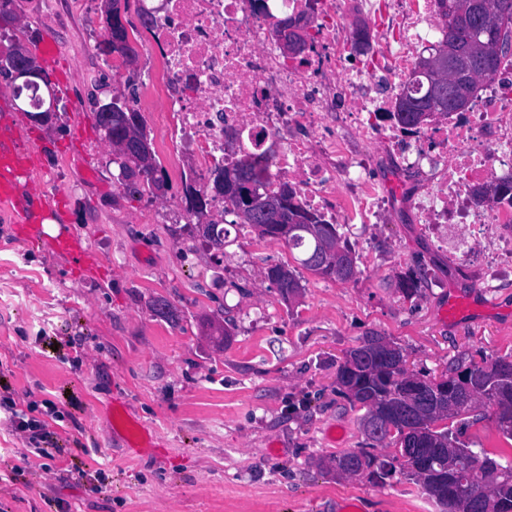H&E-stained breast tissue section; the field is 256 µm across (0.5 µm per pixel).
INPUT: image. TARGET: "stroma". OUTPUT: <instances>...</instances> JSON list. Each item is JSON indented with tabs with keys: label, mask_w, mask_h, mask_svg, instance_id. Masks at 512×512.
<instances>
[{
	"label": "stroma",
	"mask_w": 512,
	"mask_h": 512,
	"mask_svg": "<svg viewBox=\"0 0 512 512\" xmlns=\"http://www.w3.org/2000/svg\"><path fill=\"white\" fill-rule=\"evenodd\" d=\"M19 24L0 40L37 46L52 37L59 55L48 74L58 110L46 123L20 119L42 150L26 181L54 195L60 212L14 223L0 207V370L12 384L0 397V512H439L399 479H345L328 457L368 447L362 412L336 385L345 353L377 334L407 367L430 378L470 362L512 354V269L489 280L494 229L447 224L433 233L410 201L422 182L377 143H355L389 202L374 224H345L359 273L348 281L299 276L304 292L285 302L266 278L290 261L284 242L231 228L223 250L206 247L183 221V182L192 154L165 159L154 113L142 118L171 188L162 198L126 197L112 150L95 127L98 104L143 85L154 62L114 70L96 46L105 37L101 0H22ZM70 225L89 246L93 273L45 247L44 221ZM421 269V296L398 282ZM473 299L448 319L449 294ZM168 299L173 318L155 312ZM226 324L229 344L209 323ZM73 343L64 355L44 337ZM157 434L150 454L131 455L113 428V407ZM34 406L60 448L38 457L12 428L13 408ZM462 441L512 462V440L493 408L470 414Z\"/></svg>",
	"instance_id": "stroma-1"
}]
</instances>
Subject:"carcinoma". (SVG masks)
Returning <instances> with one entry per match:
<instances>
[{"instance_id": "cac0c4a2", "label": "carcinoma", "mask_w": 512, "mask_h": 512, "mask_svg": "<svg viewBox=\"0 0 512 512\" xmlns=\"http://www.w3.org/2000/svg\"><path fill=\"white\" fill-rule=\"evenodd\" d=\"M467 0H436L438 14L444 22L445 34L438 45L460 44L469 66H460L455 73V93L470 103L476 97L483 81L495 79L502 64L512 58V52H501L495 63L494 72L480 73L477 59L486 51V39L470 34L461 27L460 12ZM129 38L122 36L118 42L102 40L97 50L102 55L114 54L120 58L130 49ZM425 57H420L409 80L403 85L395 101L394 111L388 113L389 120L404 129L417 130L434 116L432 112H405L403 108L416 106L422 101L428 88L423 73ZM127 107L123 112L112 113V123L102 129L104 138L113 148L112 163L117 166L116 183L122 192L131 199H142L144 195L157 196V192L169 187L166 172L158 166L155 155H147L144 167L145 176L138 178L124 173L122 151L137 149L141 140L150 139V134L134 103L137 100V86L130 82L124 94ZM211 174L224 179V185L200 186L191 179L184 182L183 195L187 212L195 215L200 210H208L215 196L220 195L236 207L238 199L228 195L231 181L243 180L254 190L252 219L242 218V223L250 225L261 237L277 239L284 237L288 247L298 250L295 262L302 268L322 278L344 280L340 275V265L348 261L357 264V257L345 242L339 227L325 218L324 213L307 207L299 192L289 184L271 190L264 183L263 168L258 161L246 157L229 166L218 165ZM475 200L485 203L512 204V178L481 185L473 189ZM327 251L323 260L313 264V255L318 249ZM426 279L423 274L410 270L398 283L399 291L407 298L422 293ZM281 297L288 301L294 293L300 292V280L292 270H287L283 282L272 281ZM377 336L370 335L361 341L357 356L338 366L336 378L339 389L353 405L365 410L361 418L362 430L367 423L379 420V432L370 436L376 444H396V455H377L361 450L343 452L330 459V468L338 470L344 466L353 468L352 476H367L377 482H385L398 474H406L418 484L429 497L443 508V512H467V501L477 495L485 497L491 512H512V463L503 465L486 451L476 453L445 428L437 430L435 423L454 420L469 414L478 406L496 408V423L504 437L512 440V356L492 361L473 362L460 372H450L443 379L428 380L396 368L395 356L401 355L397 349L385 359L376 351L373 342ZM453 393L448 403L436 408L432 405L436 396L443 392ZM403 410L412 418L413 425L419 428L414 434H405L402 429L390 433L393 420L383 418L382 413ZM423 448H435L431 469L437 474L452 473L454 483L448 488V498H443L440 488L431 475H421L405 471L399 455L410 443Z\"/></svg>"}]
</instances>
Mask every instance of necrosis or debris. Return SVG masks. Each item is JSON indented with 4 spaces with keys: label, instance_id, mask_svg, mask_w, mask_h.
I'll return each mask as SVG.
<instances>
[{
    "label": "necrosis or debris",
    "instance_id": "1",
    "mask_svg": "<svg viewBox=\"0 0 512 512\" xmlns=\"http://www.w3.org/2000/svg\"><path fill=\"white\" fill-rule=\"evenodd\" d=\"M152 21L144 49L156 77L136 107L164 101L199 170L259 160L270 187L294 182L304 203L344 224H365L378 198L365 159L345 154V130L428 166L431 186L413 198L423 221L502 228L492 248L512 265V206L475 205V186L512 174V61L483 84L466 112L407 131L382 120L418 61L441 36L432 0H356L368 18L384 14L370 69L359 68L347 36V0H135ZM306 15L310 41L296 58L272 42L268 21Z\"/></svg>",
    "mask_w": 512,
    "mask_h": 512
}]
</instances>
